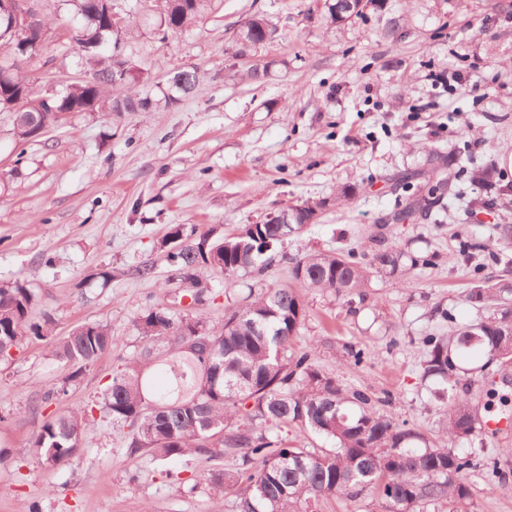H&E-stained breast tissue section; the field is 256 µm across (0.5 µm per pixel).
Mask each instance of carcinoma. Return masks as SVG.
<instances>
[{
    "instance_id": "1",
    "label": "carcinoma",
    "mask_w": 512,
    "mask_h": 512,
    "mask_svg": "<svg viewBox=\"0 0 512 512\" xmlns=\"http://www.w3.org/2000/svg\"><path fill=\"white\" fill-rule=\"evenodd\" d=\"M84 24L74 29L70 41L86 45L82 52L92 62L87 80L51 96L20 95L28 86L24 66L52 46L46 15L36 20L34 38L39 46L24 50L9 47L7 28L0 26V73H6L2 101L17 102L20 113L13 133L21 143L36 141L62 122L65 112L107 109L148 112L159 105L171 107L194 92L198 71L185 68L168 79L163 101L142 96L138 85L145 81L137 69L136 54L128 46L132 21L112 30L96 0H73ZM161 38L175 34L201 15L206 0H159ZM368 0H333L327 5L331 25L363 14ZM280 36L277 24L264 15H253L237 30L233 56L251 54ZM127 72V93L117 96L112 74ZM457 175L440 178L425 196H412L399 205L391 220L408 221L427 215L454 191ZM326 202H306L285 207L295 232ZM288 229L280 224H245L236 232L219 235L213 230L184 232L174 227L165 239L173 245L168 258L176 265L180 280L191 288V300L200 305L209 293L198 271L208 269L219 277L241 271L261 274L268 255L285 243ZM418 260L401 250L382 248L368 254L308 253L294 260L291 284L270 288L247 297L243 305L224 307V322L209 325L194 314L177 317L167 308L151 307L139 313L133 326L143 341L113 377L104 394L112 422L130 427L126 444L129 454H144L153 461L191 454L207 461L231 455L237 467H214L205 475L216 494L234 493L237 512H309L327 496H353L371 490L382 496L393 512H423L426 504L451 501L465 504L472 498L467 472L471 460L459 456L448 443L476 433V419L465 398L451 393L473 355L487 361L494 351L512 346V307L503 301L500 312L476 324L452 328L448 336L423 339V377L437 378L442 396L448 397V422L435 441L398 425L379 413L373 394L344 385L324 371L312 350L298 351L307 317V306L298 286L329 290L352 303L363 300L373 274L405 278ZM503 289L478 284L469 299L482 303L500 297ZM37 301L35 292L15 281L0 285V355L30 336L45 337L51 317L31 320ZM121 338L99 322L76 326L67 336L52 340L51 356L73 367L70 379L102 356L112 352ZM161 365L170 375V385L158 390L149 375ZM295 424L323 437L331 448H301L288 445L282 428ZM85 417L71 413L47 420L34 434L32 447L37 461L54 466L70 460L81 447Z\"/></svg>"
}]
</instances>
